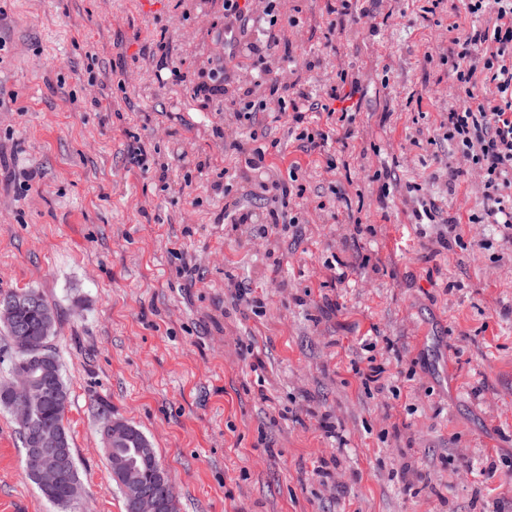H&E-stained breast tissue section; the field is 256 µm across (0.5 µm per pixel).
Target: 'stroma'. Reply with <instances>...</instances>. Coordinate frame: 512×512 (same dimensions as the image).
I'll return each mask as SVG.
<instances>
[{"instance_id": "obj_1", "label": "stroma", "mask_w": 512, "mask_h": 512, "mask_svg": "<svg viewBox=\"0 0 512 512\" xmlns=\"http://www.w3.org/2000/svg\"><path fill=\"white\" fill-rule=\"evenodd\" d=\"M277 9L315 65L268 67L346 111V144L195 98L221 0H0V290L54 309L68 512H124L102 402L152 442L178 512H512V241L470 223L481 179L442 128L463 103L454 41L495 18L460 0H351L333 27L326 0ZM246 131L276 144L264 175L224 152ZM292 177L294 222L269 230L259 183ZM228 202L252 223H218ZM23 459L2 408L0 512H56Z\"/></svg>"}]
</instances>
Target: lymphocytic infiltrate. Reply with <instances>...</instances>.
<instances>
[{
  "instance_id": "1",
  "label": "lymphocytic infiltrate",
  "mask_w": 512,
  "mask_h": 512,
  "mask_svg": "<svg viewBox=\"0 0 512 512\" xmlns=\"http://www.w3.org/2000/svg\"><path fill=\"white\" fill-rule=\"evenodd\" d=\"M472 17L495 14L493 28L473 29L458 50L450 56L451 70L459 82L464 103L448 114V139L456 144L470 169L476 170L483 186L487 207L483 215L473 216V223L487 222L503 228L512 237V0H461ZM281 18L274 0L262 13L251 11L245 0H224V33L227 52L224 63L198 76L193 94L205 102H224L226 111L236 106L225 103V87L241 59L265 58L280 46ZM487 74V84L477 87L476 69ZM257 84L267 85L279 105L292 111L296 124H304L310 110L309 93L300 84L270 77L261 69ZM498 95L501 103L486 108L487 95Z\"/></svg>"
}]
</instances>
